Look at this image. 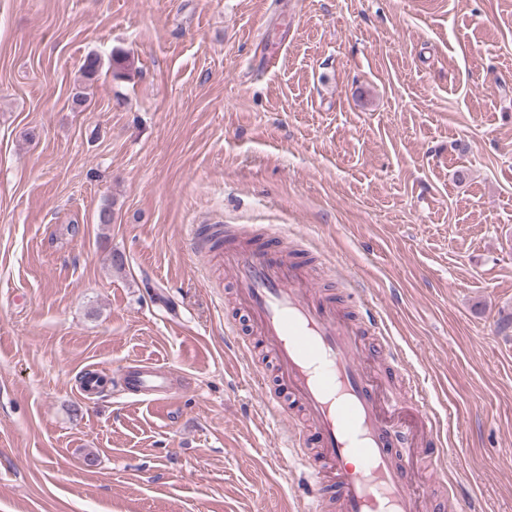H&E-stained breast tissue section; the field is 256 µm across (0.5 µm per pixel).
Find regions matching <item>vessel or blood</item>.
Instances as JSON below:
<instances>
[{"label": "vessel or blood", "mask_w": 512, "mask_h": 512, "mask_svg": "<svg viewBox=\"0 0 512 512\" xmlns=\"http://www.w3.org/2000/svg\"><path fill=\"white\" fill-rule=\"evenodd\" d=\"M265 239L266 246L255 250L225 252L224 270L238 288L252 333L264 340L277 364V389L268 387L261 372L252 377L264 409L280 418L287 402H294L315 431L311 448L303 431L289 435L313 482L310 512H326L331 505L337 512H422L421 495L397 457L387 425L389 413L411 410L414 423L407 435L422 449L424 469L440 470L442 441L422 387L399 399L383 396L368 378L364 337L375 336L385 359L397 365L402 359L379 321H359L314 299L298 264L267 248L282 244V233L267 229ZM121 379L129 392L158 406L175 388L173 374L150 363L124 370Z\"/></svg>", "instance_id": "b4317fda"}]
</instances>
